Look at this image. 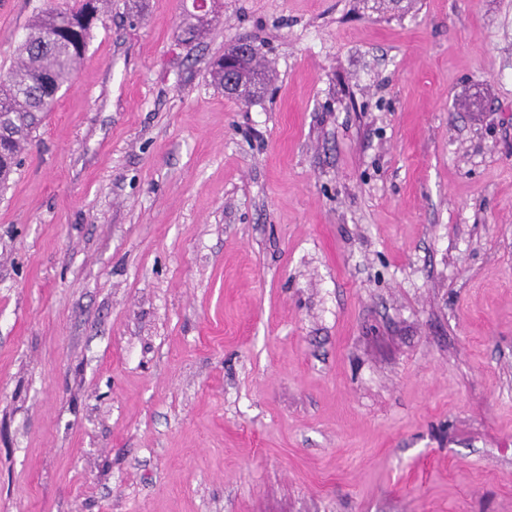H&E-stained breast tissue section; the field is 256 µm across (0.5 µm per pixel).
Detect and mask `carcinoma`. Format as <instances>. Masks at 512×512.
I'll return each instance as SVG.
<instances>
[{"label": "carcinoma", "mask_w": 512, "mask_h": 512, "mask_svg": "<svg viewBox=\"0 0 512 512\" xmlns=\"http://www.w3.org/2000/svg\"><path fill=\"white\" fill-rule=\"evenodd\" d=\"M100 0H74L52 4L32 16L18 45L19 63L0 79V189H7L10 175L18 170L20 156L45 113L51 111L58 93L69 86L81 64L99 20ZM179 38L189 44L208 25V17L193 15ZM257 53L241 66L243 91L249 93L261 70L252 66Z\"/></svg>", "instance_id": "obj_1"}]
</instances>
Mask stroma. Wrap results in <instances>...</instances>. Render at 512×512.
Wrapping results in <instances>:
<instances>
[{"mask_svg":"<svg viewBox=\"0 0 512 512\" xmlns=\"http://www.w3.org/2000/svg\"><path fill=\"white\" fill-rule=\"evenodd\" d=\"M212 10L109 0L0 192V512H512V0ZM208 2L210 1H199L197 3V12H200L201 14H190V16H193L194 20H196V23L189 22L186 24L185 28L182 29L181 34L179 35V38L183 44H189L192 42V39L195 37L196 33L201 32L206 25H208V17L206 14H209L208 10ZM234 52V44L224 50V56L216 61L210 71L212 80L220 87L224 86V93L228 96H241L242 83L238 81L236 62L230 57Z\"/></svg>","mask_w":512,"mask_h":512,"instance_id":"1","label":"stroma"}]
</instances>
